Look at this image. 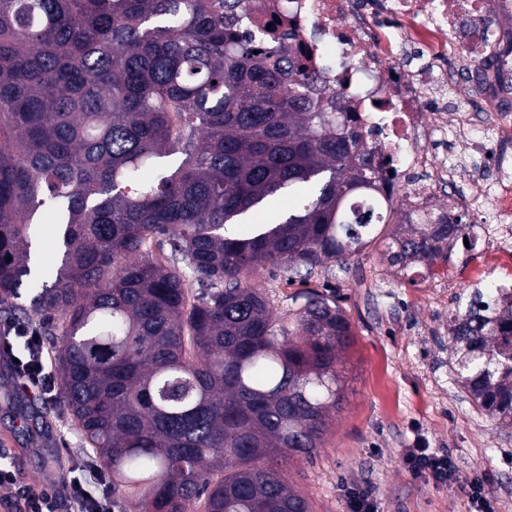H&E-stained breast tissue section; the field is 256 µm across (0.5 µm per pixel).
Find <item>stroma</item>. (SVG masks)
<instances>
[{"mask_svg": "<svg viewBox=\"0 0 512 512\" xmlns=\"http://www.w3.org/2000/svg\"><path fill=\"white\" fill-rule=\"evenodd\" d=\"M390 224L347 263L325 262L302 279L285 270H257L273 318L295 311L309 291L335 297L355 334L340 354L345 397L312 459L283 465V477L313 512H348L344 488L374 489L379 512H472L466 480L481 475L498 512H512V428L475 408L450 365L448 320L471 284L512 283V258L485 242L456 247L448 260L403 274L386 259ZM445 448L457 481L437 485L404 463L415 445ZM81 431L57 395L21 390L9 358L0 357V457L16 488L0 487V512H20L18 489L52 491L57 512H72L68 481L99 491L103 471L86 455Z\"/></svg>", "mask_w": 512, "mask_h": 512, "instance_id": "stroma-1", "label": "stroma"}]
</instances>
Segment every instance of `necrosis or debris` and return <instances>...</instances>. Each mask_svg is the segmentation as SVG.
Segmentation results:
<instances>
[{"mask_svg": "<svg viewBox=\"0 0 512 512\" xmlns=\"http://www.w3.org/2000/svg\"><path fill=\"white\" fill-rule=\"evenodd\" d=\"M250 29L271 30L332 87L345 89L366 142L387 172L365 198L389 216L403 199L402 218L456 217L460 201L441 204L443 189L460 180L458 147L471 160L469 199L493 200L478 231L499 246L512 231V0H253ZM350 62L333 66L336 56ZM467 82L482 115L450 99ZM488 134L472 135L476 123Z\"/></svg>", "mask_w": 512, "mask_h": 512, "instance_id": "1", "label": "necrosis or debris"}]
</instances>
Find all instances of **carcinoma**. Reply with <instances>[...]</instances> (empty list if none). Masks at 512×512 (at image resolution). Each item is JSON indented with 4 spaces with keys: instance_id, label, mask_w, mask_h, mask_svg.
Here are the masks:
<instances>
[{
    "instance_id": "carcinoma-1",
    "label": "carcinoma",
    "mask_w": 512,
    "mask_h": 512,
    "mask_svg": "<svg viewBox=\"0 0 512 512\" xmlns=\"http://www.w3.org/2000/svg\"><path fill=\"white\" fill-rule=\"evenodd\" d=\"M250 8L0 0V303L29 290L57 337L119 512H311L281 466L312 458L344 399L343 309L311 291L277 320L251 276L358 255L383 167L304 53L237 31ZM279 195L288 214L256 221ZM471 229L410 224L387 260L430 267ZM448 335L456 381L512 426V288L458 298Z\"/></svg>"
}]
</instances>
